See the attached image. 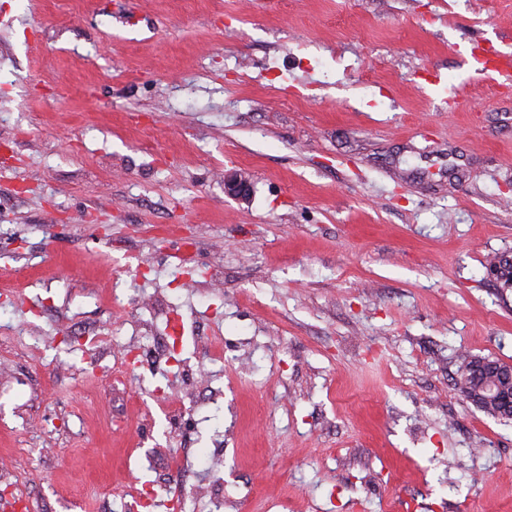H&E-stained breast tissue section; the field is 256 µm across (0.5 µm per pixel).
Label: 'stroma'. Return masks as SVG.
I'll list each match as a JSON object with an SVG mask.
<instances>
[{"instance_id": "35a3bbf8", "label": "stroma", "mask_w": 512, "mask_h": 512, "mask_svg": "<svg viewBox=\"0 0 512 512\" xmlns=\"http://www.w3.org/2000/svg\"><path fill=\"white\" fill-rule=\"evenodd\" d=\"M487 52L512 0H0V489L512 512V421L455 385L512 365Z\"/></svg>"}]
</instances>
